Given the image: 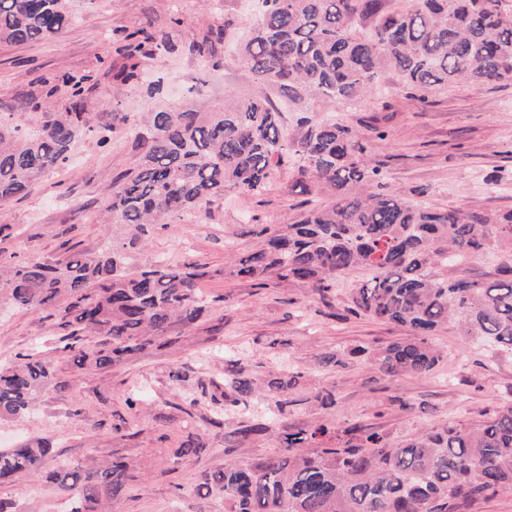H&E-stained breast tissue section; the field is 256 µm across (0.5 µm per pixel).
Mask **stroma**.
I'll list each match as a JSON object with an SVG mask.
<instances>
[{
    "label": "stroma",
    "instance_id": "obj_1",
    "mask_svg": "<svg viewBox=\"0 0 512 512\" xmlns=\"http://www.w3.org/2000/svg\"><path fill=\"white\" fill-rule=\"evenodd\" d=\"M74 8V23L55 39L0 44V118L30 126L32 113L9 110V103L19 95H40L44 78L67 72L84 80L81 106L89 124L65 167L44 173L26 195L0 203V265L55 261L122 239V228L101 223L100 212L107 189L141 151L130 123L145 112L187 105L194 87H202L214 103L267 98L278 107L290 136L298 133V116L320 121L335 113L330 103L310 97L289 111L277 86H258L247 78L231 46L248 36L255 0H74ZM140 28L165 31L180 44L188 35L223 29L217 46L221 65L211 67L207 58L184 50L149 51L141 59L145 83L117 82L113 73L122 61L112 37ZM339 115L359 130L368 156L405 198H416L423 188L437 208L512 211V190L492 193L485 186L491 175L512 177V85L459 83L421 101L388 73L371 96ZM104 125L114 128L105 145L96 133ZM293 178L285 168L261 194L225 192L198 216L171 217L152 229L146 244L130 248L126 270L131 274L160 259L213 269L214 277L197 285L210 301L208 315L192 327L174 328L169 345L149 348L117 368L78 373L58 361V379L68 385L65 395L38 393L30 413L0 419V448L52 438L49 470L112 458L145 464L144 477L130 481L112 512H224L223 500L191 494L203 472L223 467L228 459L253 461L280 452L273 434L240 448L225 447V432L264 410L253 402L219 413L203 393V384L223 378L226 351L249 365L261 388L278 373L301 372L297 403L287 417L293 426L358 422L400 441L451 416L470 422L491 418L512 395V356L472 345L450 327L434 338L445 357L433 374L384 377L349 356V349L382 348L407 338L409 331L347 312L353 278L339 279L335 292L323 299L299 282L275 280L257 287L220 276V269L255 246V225L278 228L292 223L302 209L330 203L321 190L293 192ZM64 333L51 310L0 313V364L35 348L52 354ZM328 353L342 355V364H321ZM177 371L182 380L174 379ZM326 387L337 399L327 409L313 400ZM135 388L143 401L132 408L125 395ZM190 434L206 435L207 451L175 463L176 448ZM0 502L16 504L19 512L67 508L52 486L27 477L1 484Z\"/></svg>",
    "mask_w": 512,
    "mask_h": 512
}]
</instances>
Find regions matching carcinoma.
Wrapping results in <instances>:
<instances>
[{
	"label": "carcinoma",
	"instance_id": "carcinoma-1",
	"mask_svg": "<svg viewBox=\"0 0 512 512\" xmlns=\"http://www.w3.org/2000/svg\"><path fill=\"white\" fill-rule=\"evenodd\" d=\"M71 0H0V42L24 43L62 34L74 20ZM256 23L235 46L248 78L276 85L295 103L305 97L350 106L391 71L421 98L448 85L512 83V0H261ZM223 31H209L183 43L199 56L215 57ZM175 52L166 35L143 30L114 38L123 59L116 79L142 78L145 45ZM83 79L68 73L45 80V96L20 100L39 112L31 128L0 123V202L27 192L45 171L69 160L86 125L79 99ZM67 102L54 100L59 90ZM136 133L143 154L113 183L103 223L122 224L128 242L106 241L93 253L73 252L55 262L0 265V298L38 313L55 306L70 329L55 350L73 368H112L149 347L171 343L175 324L190 327L208 304L196 285L206 277L267 282L300 281L324 298L339 278L366 268L370 274L350 289L348 311L407 326L411 336L377 351L358 345L350 355L380 373L425 376L444 358L435 333L455 325L467 339L495 354L512 355V268L504 277L437 280L435 265L462 256L512 252V212L490 216L437 209L408 200L384 183L382 170L365 154L360 134L343 122L297 120L305 131L285 136L281 112L252 97L212 106L202 90L187 107L151 112ZM297 169L294 187L303 194L326 189L328 205L303 211L284 228L266 226L258 244L231 266L211 271L159 260L131 277L128 249L148 229L174 215H196L224 192L257 195L284 166ZM224 382L210 381L211 400L221 408L263 395L272 416L288 413L301 378L287 371L258 393L251 375L230 354ZM54 361L30 352L0 365V417L20 418L37 392L60 393ZM269 432L253 420L224 434L235 447ZM278 457L228 461L203 474L192 491L224 500V512H460L499 494H512V397L493 418L478 423L454 417L440 429L426 428L395 441L358 423L283 425ZM206 442L197 436L176 458L200 457ZM50 442L0 448V484L20 476H41L71 501L68 512H108L129 481L144 471L124 460L61 464L43 470Z\"/></svg>",
	"mask_w": 512,
	"mask_h": 512
}]
</instances>
